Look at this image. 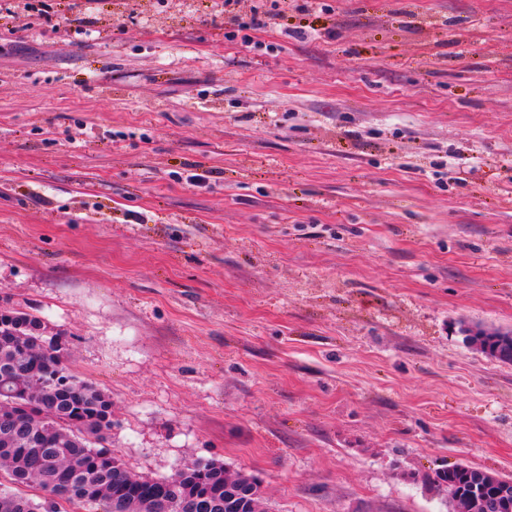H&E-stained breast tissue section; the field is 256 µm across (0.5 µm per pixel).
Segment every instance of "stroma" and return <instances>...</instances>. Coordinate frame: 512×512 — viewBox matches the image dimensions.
Instances as JSON below:
<instances>
[{"instance_id":"1","label":"stroma","mask_w":512,"mask_h":512,"mask_svg":"<svg viewBox=\"0 0 512 512\" xmlns=\"http://www.w3.org/2000/svg\"><path fill=\"white\" fill-rule=\"evenodd\" d=\"M270 8L0 0V308L64 334L133 473L448 512L424 475L512 478V363L461 333L512 329V0L235 38Z\"/></svg>"}]
</instances>
